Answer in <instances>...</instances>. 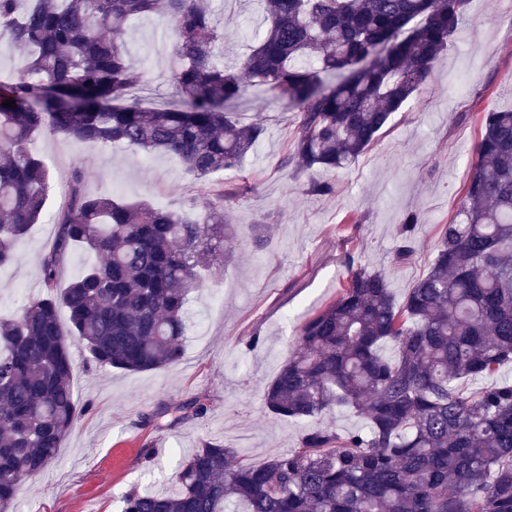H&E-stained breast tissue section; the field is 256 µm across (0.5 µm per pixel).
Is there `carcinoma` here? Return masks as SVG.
Masks as SVG:
<instances>
[{
    "instance_id": "carcinoma-1",
    "label": "carcinoma",
    "mask_w": 512,
    "mask_h": 512,
    "mask_svg": "<svg viewBox=\"0 0 512 512\" xmlns=\"http://www.w3.org/2000/svg\"><path fill=\"white\" fill-rule=\"evenodd\" d=\"M260 2L264 32L226 70L209 0H0V32L10 33L0 54L27 60L0 94V267L44 215L50 182L29 148L36 136L163 152L206 182L240 170L262 134L228 116L258 82L297 114L284 164L339 169L428 82L469 0ZM154 13L176 35L178 98L145 106L131 98L124 36ZM480 123L472 175L428 273L398 305L382 274L350 270L336 300L300 323L264 394L276 419L350 409L368 424L346 435L310 428L260 465L208 443L174 473L177 492L131 491L122 512H512V383L467 387L512 361V110ZM80 181L74 172L41 259L42 295L0 317V512H13L83 412L69 342L101 368L181 359L189 295L224 252V205L238 196L219 194L201 223L88 195ZM72 246L93 261L60 290Z\"/></svg>"
}]
</instances>
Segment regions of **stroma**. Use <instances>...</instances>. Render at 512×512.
<instances>
[{"mask_svg":"<svg viewBox=\"0 0 512 512\" xmlns=\"http://www.w3.org/2000/svg\"><path fill=\"white\" fill-rule=\"evenodd\" d=\"M226 33L220 57L234 65L247 53L248 22H262L255 0H212ZM140 78L137 95L158 103L176 94L174 39L166 21L141 17L127 31ZM512 109V0H471L433 77L385 132L345 168L318 172L330 194L311 192L308 176L285 166L296 115L267 86L246 88L233 120L264 133L241 172L218 179L252 189L224 210L234 236L203 290L187 303L184 354L172 367L146 372L87 370L76 344L74 396L86 411L57 458L21 492L18 512H121L132 489L171 491L168 478L193 449L212 442L255 465L297 446L304 421L269 416L263 395L287 360L302 318L334 301L350 267L384 273L396 302L429 270L442 224L455 213L472 172L484 110ZM49 167L48 212L0 267V314L17 312L42 292L39 266L52 245L56 216L70 201L73 172L89 195L111 193L203 215L217 198L211 184L173 157L121 144H78L44 134L30 144ZM422 218L414 252L399 262L406 214ZM265 235L266 249L251 246ZM257 345H250L252 336ZM206 407L194 416L191 403Z\"/></svg>","mask_w":512,"mask_h":512,"instance_id":"35a3bbf8","label":"stroma"}]
</instances>
